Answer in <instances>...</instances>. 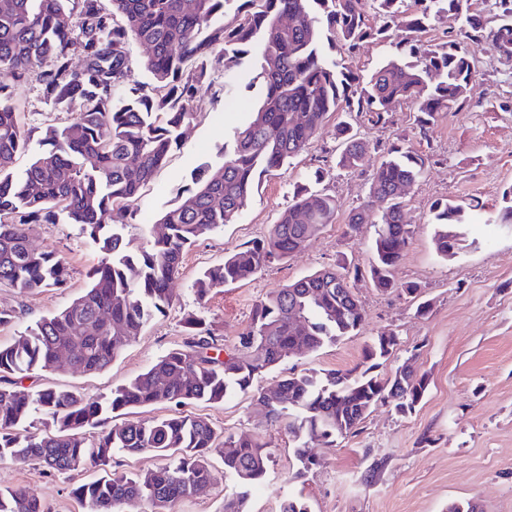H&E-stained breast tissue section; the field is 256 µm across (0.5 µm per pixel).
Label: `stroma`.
<instances>
[{
  "label": "stroma",
  "mask_w": 512,
  "mask_h": 512,
  "mask_svg": "<svg viewBox=\"0 0 512 512\" xmlns=\"http://www.w3.org/2000/svg\"><path fill=\"white\" fill-rule=\"evenodd\" d=\"M476 72L469 104L441 113L433 124L419 126L416 110L405 104L390 122L357 124L370 143H404L426 153L430 164L406 197L404 221L414 233L403 260L395 268V290L382 292L370 280L356 284L365 310L358 334L315 352L288 359L266 373L258 387L270 388L288 373L354 368L364 344L379 332L392 330L400 345L379 372L390 375L405 360L425 373L429 387L412 414L376 406L355 433L309 448L318 465L297 477V462L285 432L267 422L265 410L252 396L238 394L221 403L195 402L189 412L209 419L225 432L245 433L267 443L273 463L268 480L252 490L251 512H279L282 500L302 497L311 512H447L451 503L476 502L482 512H512V225L494 223L505 189L512 187V63L492 60L487 47L472 50ZM258 72L255 56L237 70L241 86L234 110L224 106V74L216 72L211 89L193 104L194 116L181 145L170 151L154 181L134 205L124 236L132 249L149 247L150 227L192 187L199 165L224 161V145L235 128L246 125L258 100L248 83ZM22 121L33 137L55 114L37 79L17 90ZM342 113L330 114L308 148L284 166L263 176L236 223L200 238L186 253L179 277L172 283L173 301L165 316L147 325L106 370L95 375L64 370L38 372L23 381L35 389L53 387L88 396L106 393L142 373L169 350L182 345L185 315L198 313L233 346L248 327L257 302L267 293L337 261L367 265L375 227L348 232L349 212L365 202L368 178L381 155L369 153L358 170L336 166V126ZM323 169L326 192L338 209L307 246L287 263L262 270L248 279L213 292L198 303L193 282L226 254L264 238L271 224L292 201L297 184ZM466 201L476 205L465 232L469 245L452 258L439 256L432 243L431 209L435 203ZM31 246L57 251L66 261V289L41 288L21 295L0 287V310L13 311L10 325L0 328V344L14 342L35 319L65 306L89 284L88 272L100 254L75 224H30ZM416 284L429 313L416 317L400 287ZM215 483L177 506V512H223L224 465L213 458ZM90 467L70 473H49L34 463L0 462V487L23 486L34 491L47 512H85L70 494L75 483L98 476Z\"/></svg>",
  "instance_id": "35a3bbf8"
}]
</instances>
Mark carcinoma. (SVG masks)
<instances>
[{"label":"carcinoma","instance_id":"cac0c4a2","mask_svg":"<svg viewBox=\"0 0 512 512\" xmlns=\"http://www.w3.org/2000/svg\"><path fill=\"white\" fill-rule=\"evenodd\" d=\"M236 1L238 10L225 19ZM71 2L79 8L75 28L67 22ZM368 3L385 24L367 23ZM397 16L403 17L408 56L386 58L366 77L354 71L349 57L364 42L387 38L388 22ZM438 24L448 25L446 40L423 43L421 35ZM131 40L146 48L148 83L131 79ZM483 44L496 57L501 47L512 48V0H195L192 8L186 0H112L110 13L100 0H0V286L20 294L67 286L64 259L32 248L27 224H77L100 252L83 293L0 346V461H34L50 473L101 468L102 476L71 489L85 512H121L129 504L142 512H176L181 500L213 483L210 458L217 455L224 476L237 486L224 496V512H249L251 491L269 475L266 444L219 433L192 413L112 427L108 419L132 408L221 403L248 394L288 358L359 332L365 313L356 282L367 278L381 291L395 288L392 271L413 234L403 222L400 189L424 176L428 155L372 146L352 134L350 124L339 127L340 167L356 169L370 150H383L369 184L378 216L367 202L350 212L347 224L351 231L375 225L372 263L366 270L338 263L269 292L232 349L192 314L181 347L108 393L31 390L22 379L58 367L61 349L72 352L68 368L75 372L107 369L172 303L170 283L186 249L235 223L261 175L303 152L328 113L385 125L398 106L410 103L424 125L441 112H457L468 102L473 77L468 46ZM326 46L339 49V56L328 57ZM253 50L260 100L252 119L234 131L223 164L201 167L195 188L156 220L150 249L132 250L124 227L140 191L182 138L193 116L190 105L212 86L216 69L241 65ZM74 55L82 61L78 68ZM33 74L44 98L67 117L46 126L31 164L17 173L16 157L29 148L30 135L14 97ZM470 208L463 201L434 205L433 244L442 257L465 248L459 227ZM336 209L334 196L310 183L298 186L268 236L202 273L195 283L198 301L286 261L333 222ZM496 221L512 224V187L502 193ZM398 345L395 332H382L365 344L352 370L292 373L256 392L268 420L288 433L296 476L313 470L309 442L335 443L379 404L403 416L415 410L428 390L426 375L408 362L386 378L374 373ZM40 416L50 421L48 432L37 439L24 435V425ZM116 454H150L161 464L116 472ZM0 512L44 507L26 489L0 488Z\"/></svg>","mask_w":512,"mask_h":512}]
</instances>
